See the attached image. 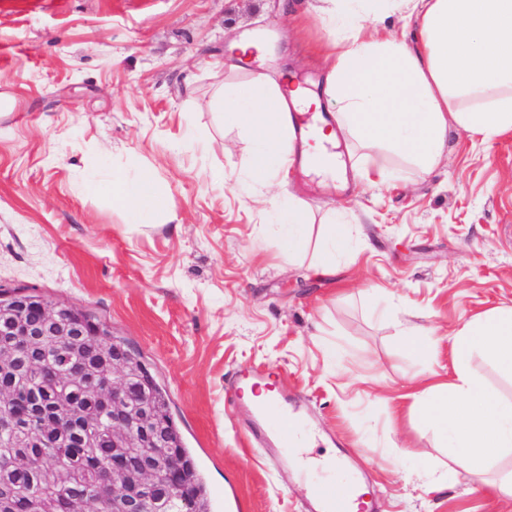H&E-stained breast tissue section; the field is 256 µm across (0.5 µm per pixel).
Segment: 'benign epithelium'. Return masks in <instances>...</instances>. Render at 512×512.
<instances>
[{
	"label": "benign epithelium",
	"instance_id": "obj_1",
	"mask_svg": "<svg viewBox=\"0 0 512 512\" xmlns=\"http://www.w3.org/2000/svg\"><path fill=\"white\" fill-rule=\"evenodd\" d=\"M29 307L42 313L41 322H27ZM90 334L100 336L102 331L90 333L75 316L61 313L57 306L39 304L26 293L0 290V404L21 401L33 416L42 418L37 438L22 437L9 443L12 456L21 461L49 435L62 434L55 429L58 415H67L73 422L72 429L62 434L65 440L74 438L83 448H96L100 443L97 412H74L64 397L47 410L37 393L17 384L23 369L42 366L34 359L20 366L21 353L32 352L52 336L69 347L68 374L90 377V397L112 411V469L97 478V500L112 502V512H190L187 489L179 482L180 459L168 439V418L155 409L147 392L135 391L133 382L140 372L123 362L120 353H112V360H103L97 368L89 364L83 348ZM41 479L48 485H73L72 477L52 467L43 469ZM21 495L22 489L9 474H0V512H12Z\"/></svg>",
	"mask_w": 512,
	"mask_h": 512
}]
</instances>
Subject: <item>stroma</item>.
Listing matches in <instances>:
<instances>
[{
  "label": "stroma",
  "instance_id": "stroma-1",
  "mask_svg": "<svg viewBox=\"0 0 512 512\" xmlns=\"http://www.w3.org/2000/svg\"><path fill=\"white\" fill-rule=\"evenodd\" d=\"M316 0H0V287L75 306L139 354L206 478L213 512H306L322 473L248 445V417L227 402L238 369L280 374L333 453L335 482L366 487L375 512H512L447 449L441 490L414 474L435 435L410 396L448 372V333L512 305V132L488 145L449 130L428 173L384 152L346 182L289 169L315 221L343 213L353 250L329 275L289 262L282 226L257 205L250 150L222 127L218 85L325 74L338 26ZM253 33L271 52L244 72L210 71L227 38ZM151 171L175 223H129L91 172ZM431 329L430 358L397 324Z\"/></svg>",
  "mask_w": 512,
  "mask_h": 512
}]
</instances>
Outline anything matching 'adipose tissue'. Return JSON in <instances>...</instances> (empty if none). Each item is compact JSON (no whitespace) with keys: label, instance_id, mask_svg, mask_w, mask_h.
Returning a JSON list of instances; mask_svg holds the SVG:
<instances>
[{"label":"adipose tissue","instance_id":"1","mask_svg":"<svg viewBox=\"0 0 512 512\" xmlns=\"http://www.w3.org/2000/svg\"><path fill=\"white\" fill-rule=\"evenodd\" d=\"M322 0L328 19L351 13L336 39L321 91L300 82L240 83L217 89L212 105L228 127L252 142L246 171L264 185L281 183L300 162L324 181L339 180L342 167H314L325 144L347 135L364 146L412 159L421 171L436 167L449 126L488 143L512 130V0ZM417 10L420 39L379 27L391 10ZM310 114L315 136H296L292 112ZM335 115L327 121L325 112ZM94 194H113L131 223L146 224L160 207L152 173L113 172L89 179ZM287 205L289 259L310 247L309 219L296 198L270 199ZM452 368L448 380L418 386L413 397L425 422L438 433L440 447L459 453L468 475L480 479L490 457L512 448V401L501 399L471 372L480 354L512 372V306L478 314L448 336Z\"/></svg>","mask_w":512,"mask_h":512}]
</instances>
